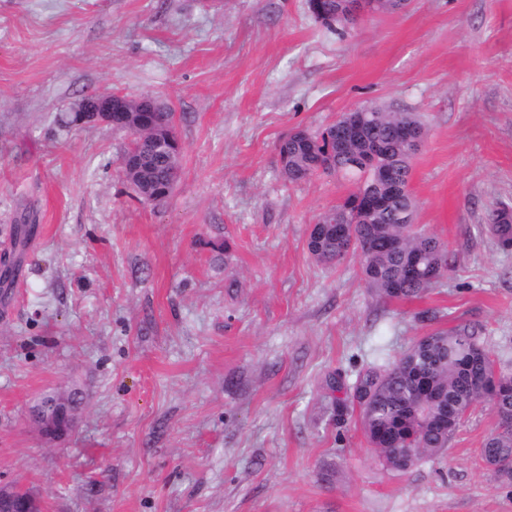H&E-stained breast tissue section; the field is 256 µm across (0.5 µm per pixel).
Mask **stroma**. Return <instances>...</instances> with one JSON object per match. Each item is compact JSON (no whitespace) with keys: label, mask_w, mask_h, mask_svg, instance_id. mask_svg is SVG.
Wrapping results in <instances>:
<instances>
[{"label":"stroma","mask_w":512,"mask_h":512,"mask_svg":"<svg viewBox=\"0 0 512 512\" xmlns=\"http://www.w3.org/2000/svg\"><path fill=\"white\" fill-rule=\"evenodd\" d=\"M105 92L174 115L179 177L161 204L124 178L131 137L75 127ZM374 103L420 116L415 223L455 266L409 301L328 267L311 224L349 192L288 183L276 144ZM512 0H412L339 35L307 0H0V483L43 512H512L479 456L489 407L447 451L397 471L331 377L455 324L512 368ZM27 225L24 245L14 229ZM436 308L441 320L419 321ZM81 388L74 432L29 417ZM487 230L495 237L501 249H512V207L501 204L493 208L487 216Z\"/></svg>","instance_id":"obj_1"}]
</instances>
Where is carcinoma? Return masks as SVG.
I'll return each mask as SVG.
<instances>
[{
  "instance_id": "obj_1",
  "label": "carcinoma",
  "mask_w": 512,
  "mask_h": 512,
  "mask_svg": "<svg viewBox=\"0 0 512 512\" xmlns=\"http://www.w3.org/2000/svg\"><path fill=\"white\" fill-rule=\"evenodd\" d=\"M339 0H308L309 10L321 15L331 31L338 30ZM359 138L339 149L336 124L314 135L286 134L276 151L283 176L302 182L317 172L338 174L354 189L343 202L323 213L311 226L307 248L322 264H338L359 253L363 278L369 288L388 300L418 297L454 270L447 247L436 237L405 223L414 213L409 192L410 158L415 153L400 137L403 125L425 130L413 113L361 112ZM180 145L172 142L156 151L141 145V169L131 185L139 196L163 202L173 191L170 171L178 169ZM377 201L372 214L363 213L359 197ZM487 230L501 249H512V207L501 204L487 216ZM497 367L478 331L458 324L417 340L398 359H376L357 371L352 383L336 379L345 397L336 400V416L358 409L364 437L383 464L406 471L424 458L443 454L462 420L476 407L487 405L497 422L487 435L481 459L503 483H512V391L489 400L480 381Z\"/></svg>"
}]
</instances>
